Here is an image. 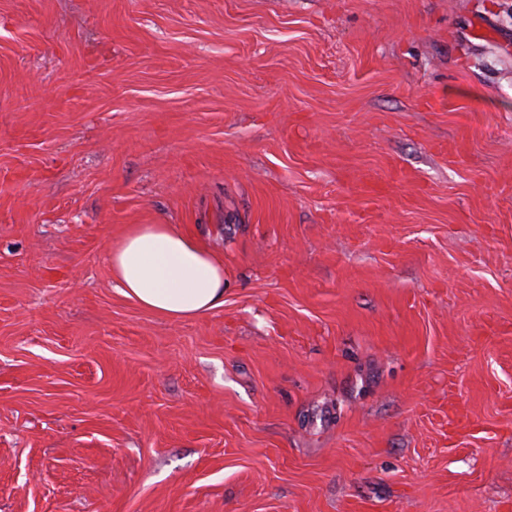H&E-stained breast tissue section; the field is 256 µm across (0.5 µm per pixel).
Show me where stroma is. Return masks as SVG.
I'll use <instances>...</instances> for the list:
<instances>
[{"mask_svg": "<svg viewBox=\"0 0 512 512\" xmlns=\"http://www.w3.org/2000/svg\"><path fill=\"white\" fill-rule=\"evenodd\" d=\"M0 512H512V0H0ZM110 260L122 293L169 319L198 317L224 304V261L172 224H131Z\"/></svg>", "mask_w": 512, "mask_h": 512, "instance_id": "obj_1", "label": "stroma"}]
</instances>
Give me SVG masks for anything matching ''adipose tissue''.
I'll list each match as a JSON object with an SVG mask.
<instances>
[{
  "instance_id": "ef3b65f1",
  "label": "adipose tissue",
  "mask_w": 512,
  "mask_h": 512,
  "mask_svg": "<svg viewBox=\"0 0 512 512\" xmlns=\"http://www.w3.org/2000/svg\"><path fill=\"white\" fill-rule=\"evenodd\" d=\"M110 260L122 293L169 319L198 317L224 303L223 260L174 225H130Z\"/></svg>"
}]
</instances>
